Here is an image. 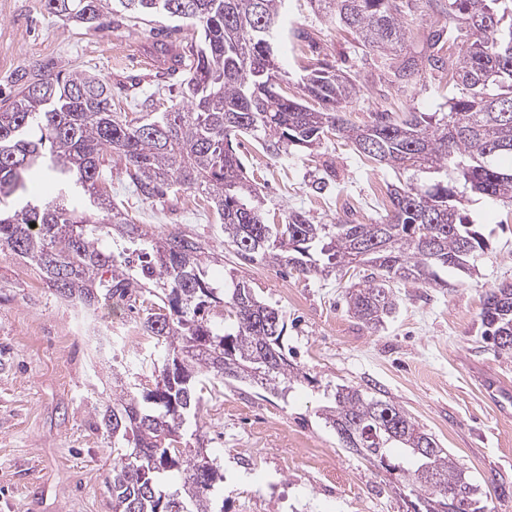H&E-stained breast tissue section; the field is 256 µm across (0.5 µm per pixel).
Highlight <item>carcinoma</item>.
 <instances>
[{
    "label": "carcinoma",
    "instance_id": "carcinoma-1",
    "mask_svg": "<svg viewBox=\"0 0 512 512\" xmlns=\"http://www.w3.org/2000/svg\"><path fill=\"white\" fill-rule=\"evenodd\" d=\"M285 2L47 0L51 13L89 26L110 13L125 26L166 17L177 21L173 29L191 31L187 51L158 48L174 52L187 105L131 118L102 80L83 72L24 74L0 105V248L85 313L159 300L141 322L160 349L138 363L152 386L140 390L112 371V405L96 423L118 455L112 512H224V472L200 436L203 382L255 383L284 399L300 373L285 352L282 312L245 278L231 276V288L214 278L223 255L194 234L136 223L103 191L104 156L112 154L140 198L160 200L176 187L205 197L241 265L265 261L320 276L357 270L347 306L370 328L392 314L396 287L445 285L439 272L474 267L487 248L469 209L475 198L512 202V23L503 25L494 9L501 0H315L336 27L356 31L362 51L380 54L385 82L397 90L429 70L448 73L441 117L377 112L363 126L346 117L360 85L335 62L304 69L302 96L278 92L288 79L279 61ZM415 13L444 22L426 46L403 54L404 19ZM462 31L465 48L446 53ZM336 134L405 176L388 186L385 214L371 224H314L300 211L271 221L232 140L249 137L279 157ZM41 173L51 175L54 198L8 208ZM218 307L216 321L210 312ZM481 336L495 352L512 354V345L497 342L512 336L511 284L486 294ZM325 423L342 447L388 460L425 512L438 501L442 512H485L468 472L393 401L340 386Z\"/></svg>",
    "mask_w": 512,
    "mask_h": 512
}]
</instances>
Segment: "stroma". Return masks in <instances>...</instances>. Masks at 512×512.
<instances>
[{"label": "stroma", "mask_w": 512, "mask_h": 512, "mask_svg": "<svg viewBox=\"0 0 512 512\" xmlns=\"http://www.w3.org/2000/svg\"><path fill=\"white\" fill-rule=\"evenodd\" d=\"M173 22L113 30L77 25L49 13L46 0H0V100L14 96L13 78L42 66L45 74L86 72L112 89L122 111H157L179 103L178 78L154 54ZM287 29L307 32L308 55L342 62L361 86L347 116L369 124L376 112L448 110V89L428 75L408 91L385 83L376 54L358 52L307 0H290ZM235 150L253 172L278 216L302 211L316 224L378 219L398 175L329 137L319 148L273 157L249 141ZM336 169L329 191L315 185L325 164ZM115 201L137 223L164 231L178 224L215 248L224 236L204 212H188L181 189L159 201L127 190L121 167L104 169ZM479 219L489 248L473 274L449 271L448 285H402L385 323L363 326L348 312L345 291L354 271L322 278L272 263L243 267L256 294L287 323L289 361L307 378L287 398L256 384L208 385L203 391L205 445L218 449L224 472V512H418V500L397 475L342 448L320 417L336 385L374 390L402 406L464 467L483 493L485 512H512V358L496 355L480 337L488 290L512 283V204L486 202ZM23 263L0 250V512H112L105 482L114 457L96 414L112 402L111 373L125 364L127 344L116 334L124 318L99 308L95 328L110 345L96 349L76 308L50 288H30Z\"/></svg>", "instance_id": "stroma-1"}]
</instances>
